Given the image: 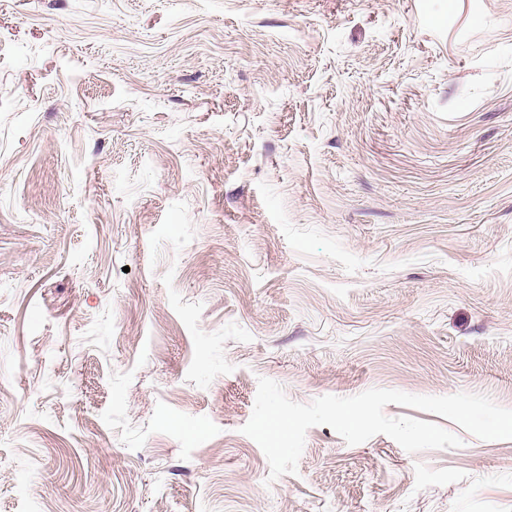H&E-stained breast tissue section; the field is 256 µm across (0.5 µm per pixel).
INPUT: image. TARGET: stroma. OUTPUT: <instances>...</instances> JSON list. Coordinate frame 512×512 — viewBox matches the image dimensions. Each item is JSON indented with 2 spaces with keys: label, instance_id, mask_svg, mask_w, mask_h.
I'll list each match as a JSON object with an SVG mask.
<instances>
[{
  "label": "stroma",
  "instance_id": "stroma-1",
  "mask_svg": "<svg viewBox=\"0 0 512 512\" xmlns=\"http://www.w3.org/2000/svg\"><path fill=\"white\" fill-rule=\"evenodd\" d=\"M262 377L512 408V0H0V512H512Z\"/></svg>",
  "mask_w": 512,
  "mask_h": 512
}]
</instances>
